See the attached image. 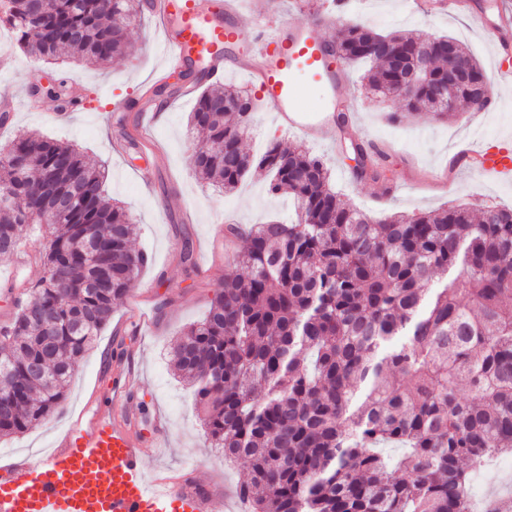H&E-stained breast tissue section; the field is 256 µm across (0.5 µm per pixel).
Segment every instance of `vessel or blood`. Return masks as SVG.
I'll list each match as a JSON object with an SVG mask.
<instances>
[{
	"label": "vessel or blood",
	"mask_w": 512,
	"mask_h": 512,
	"mask_svg": "<svg viewBox=\"0 0 512 512\" xmlns=\"http://www.w3.org/2000/svg\"><path fill=\"white\" fill-rule=\"evenodd\" d=\"M148 7L163 21L158 85L191 67L209 81L237 70L280 128L312 140L332 129L344 76L321 22L267 23L246 40L237 0H148ZM313 91L317 106H302ZM475 158L486 177H512V151L488 144ZM144 456L142 443L111 412L69 416L56 448L0 464V512H214V499L193 487L188 474L147 473Z\"/></svg>",
	"instance_id": "1"
}]
</instances>
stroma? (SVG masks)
<instances>
[{
  "label": "stroma",
  "mask_w": 512,
  "mask_h": 512,
  "mask_svg": "<svg viewBox=\"0 0 512 512\" xmlns=\"http://www.w3.org/2000/svg\"><path fill=\"white\" fill-rule=\"evenodd\" d=\"M500 1L464 0L460 8L448 10L443 0H347L349 18L374 29L456 37L484 66L498 96L497 105L487 112L464 107L450 120L429 112L405 113L393 124L385 118L393 109L388 99L361 92L363 64L347 70L343 94L351 107L345 135L331 133L308 145L326 161L333 187L352 205L375 219L449 205L467 207L476 215L490 206L512 208V183L487 180L463 164L456 177L448 175L449 161H457L464 149L488 141L512 150V84L498 83L501 55L477 24L481 18L495 23ZM160 38L156 18L147 14L129 28L126 57L108 66H91L64 52L51 60L19 53L14 66L0 68V94H22L31 77L43 84L83 87V104L67 120L54 119L57 103L46 97L39 110L15 112L9 125L0 127V150L23 131L76 144L104 168L109 201L124 204L138 226L134 250L149 256L139 278L148 285V294L137 303L128 295L115 303L111 320L72 378L60 411L25 434L0 438V455L48 450L67 428L65 412L94 410L117 396L121 404L116 419L132 414L139 432L150 434L154 414L169 422L163 447L145 461L148 471L193 464L194 482L219 493L217 512H239L236 490L248 466L240 460L225 464L223 453L211 447L194 390L173 370L172 346L182 329L206 312L221 276L233 269L246 244L245 238L225 236V225L247 228L285 221L293 218L294 210L289 196L268 194L266 178L249 179L227 194L193 176L190 159L202 137L188 127L191 102L176 99L173 87L163 88L157 98L163 116L152 136L161 152L135 144L138 115L130 107L162 65ZM275 137L287 147L305 142L301 134L273 123L267 109L258 108L246 150L262 153ZM349 140L385 153L395 175L390 193L356 179L351 161L341 153ZM187 246L193 250L188 263L183 260ZM132 365L139 369L138 386L115 394L117 371Z\"/></svg>",
  "instance_id": "stroma-1"
}]
</instances>
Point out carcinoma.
I'll return each mask as SVG.
<instances>
[{"mask_svg":"<svg viewBox=\"0 0 512 512\" xmlns=\"http://www.w3.org/2000/svg\"><path fill=\"white\" fill-rule=\"evenodd\" d=\"M130 0H0V22L27 55L70 51L104 66L123 59ZM453 45L472 74L477 59L449 35L380 33L353 23L338 60L366 63V91L398 80L390 56L428 45L443 79ZM256 106L233 85L195 99L189 126L206 139L193 174L236 190L253 172L288 194L292 224L247 234L240 270L224 274L204 317L173 347L195 389L211 447L245 460L237 488L253 512H475L472 475L512 453V209L474 218L462 206L374 220L342 200L323 159L300 145L243 148ZM409 114L435 112L423 87ZM355 175L390 192L380 155L350 142ZM103 172L72 144L36 133L0 152V252H18L38 227L45 275L0 326V437L55 413L114 303L148 263L131 248L137 224L104 199ZM49 315L34 319L28 309ZM49 359V376L32 369ZM466 386L467 400L458 397ZM399 451L392 459L386 449Z\"/></svg>","mask_w":512,"mask_h":512,"instance_id":"cac0c4a2","label":"carcinoma"}]
</instances>
